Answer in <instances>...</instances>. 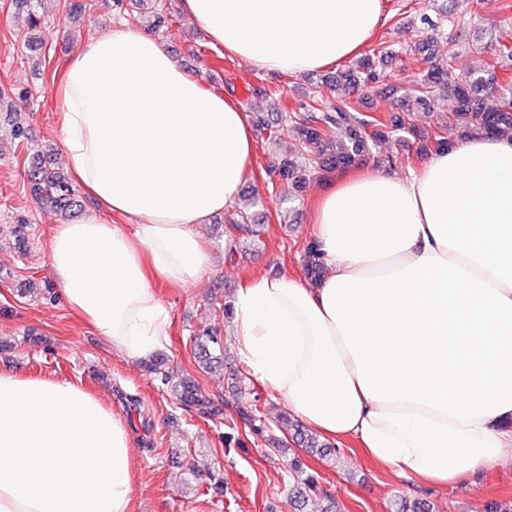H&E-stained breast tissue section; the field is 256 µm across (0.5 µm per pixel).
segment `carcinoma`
I'll return each mask as SVG.
<instances>
[{
  "label": "carcinoma",
  "instance_id": "carcinoma-1",
  "mask_svg": "<svg viewBox=\"0 0 512 512\" xmlns=\"http://www.w3.org/2000/svg\"><path fill=\"white\" fill-rule=\"evenodd\" d=\"M420 24L442 39L447 51L445 58L429 68L412 85L411 91L402 97L401 111L393 112L385 118L362 114L346 89L340 87V82L344 80L349 86L363 85L379 94L387 91V75L380 64L383 57L395 53V50L380 43L357 61L355 67L331 79L335 83L336 93L325 96L316 90L307 100L298 104L297 112L289 115L298 146L302 149L318 147V161L312 166L287 155H275L268 161V174L282 185L283 200L295 198L304 183L316 173L347 168L361 161L369 154V145L373 142L389 138L397 140L404 133L416 135L413 111L416 108L431 109L438 90L448 92L455 101V107L448 113L445 123L435 126L432 132L422 138L421 149L452 147L454 142L446 136L450 126L458 128L463 136L473 133H512V90L496 91L497 72L512 71V38L505 37L498 41L492 63L460 79L455 76L457 34L443 32L441 22L429 16L421 17ZM482 92L497 94L494 107L483 105L479 97ZM25 175L30 193L38 203L52 207L65 218L71 216L72 207L76 205L75 189L65 175L40 163L29 164ZM225 223L233 236L259 235L248 206H239L228 213ZM305 259L310 279L318 281L323 261L316 241L308 243ZM195 343L202 367L212 368L220 360L218 354L224 350L217 330L212 327L204 329L195 337ZM174 390L182 404L194 408L198 413L210 416L218 412L214 402L201 391L194 379L184 377L176 381ZM283 420L295 427V440L310 452L321 456L331 452L329 443L305 432L290 415H284ZM290 467L294 474V484L289 489V506L293 512H305L308 500L316 491L317 481L303 468L301 460H291ZM396 512H430V503L424 499L402 498Z\"/></svg>",
  "mask_w": 512,
  "mask_h": 512
}]
</instances>
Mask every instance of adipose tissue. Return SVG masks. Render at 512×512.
Masks as SVG:
<instances>
[{
    "instance_id": "ef3b65f1",
    "label": "adipose tissue",
    "mask_w": 512,
    "mask_h": 512,
    "mask_svg": "<svg viewBox=\"0 0 512 512\" xmlns=\"http://www.w3.org/2000/svg\"><path fill=\"white\" fill-rule=\"evenodd\" d=\"M384 0H182L214 47L266 74L361 52ZM54 98L67 166L100 211L57 225L66 305L118 356L167 340L157 284L200 282L198 228L234 209L255 138L236 100L120 21L69 57ZM316 284L265 272L235 294L249 373L326 439L396 477L461 485L512 456V136L473 135L416 169L321 185ZM122 419L76 383L0 370V512H133Z\"/></svg>"
}]
</instances>
